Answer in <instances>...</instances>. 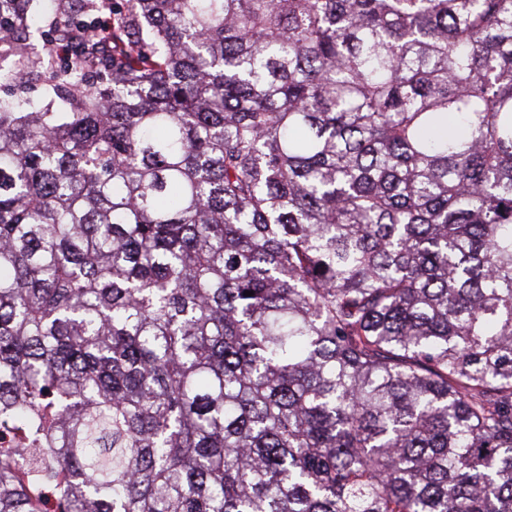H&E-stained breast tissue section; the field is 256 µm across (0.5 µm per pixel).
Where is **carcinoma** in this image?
Listing matches in <instances>:
<instances>
[{
    "instance_id": "cac0c4a2",
    "label": "carcinoma",
    "mask_w": 512,
    "mask_h": 512,
    "mask_svg": "<svg viewBox=\"0 0 512 512\" xmlns=\"http://www.w3.org/2000/svg\"><path fill=\"white\" fill-rule=\"evenodd\" d=\"M32 2L0 512H512V0Z\"/></svg>"
}]
</instances>
